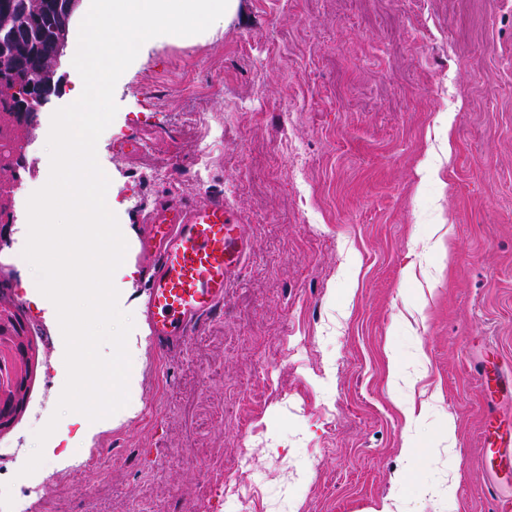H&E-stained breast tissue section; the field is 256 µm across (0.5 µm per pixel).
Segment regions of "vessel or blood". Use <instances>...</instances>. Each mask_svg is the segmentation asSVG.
<instances>
[{"instance_id":"b4317fda","label":"vessel or blood","mask_w":512,"mask_h":512,"mask_svg":"<svg viewBox=\"0 0 512 512\" xmlns=\"http://www.w3.org/2000/svg\"><path fill=\"white\" fill-rule=\"evenodd\" d=\"M249 240L239 216L223 196L194 205L160 202L139 240V255L149 263L146 315L161 349L180 344L203 316L224 303L227 281L237 276L248 255ZM476 381L488 398L506 390L507 376L496 361L482 359ZM481 466L494 512H512V423L494 411L483 416Z\"/></svg>"}]
</instances>
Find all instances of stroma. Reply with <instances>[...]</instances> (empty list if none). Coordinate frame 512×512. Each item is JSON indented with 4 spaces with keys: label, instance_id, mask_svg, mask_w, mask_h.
<instances>
[{
    "label": "stroma",
    "instance_id": "35a3bbf8",
    "mask_svg": "<svg viewBox=\"0 0 512 512\" xmlns=\"http://www.w3.org/2000/svg\"><path fill=\"white\" fill-rule=\"evenodd\" d=\"M60 72L31 144L45 177L51 117L80 79L71 59ZM114 99L97 159L119 224L137 237L167 191L220 193L247 263L162 352L127 251L136 390L108 418L63 415L21 475L67 377L58 320L23 286V177L0 285L34 366L0 430V497L17 512H491L472 370L488 350L512 369V0H239L204 33L142 46ZM131 139L141 153L121 152Z\"/></svg>",
    "mask_w": 512,
    "mask_h": 512
}]
</instances>
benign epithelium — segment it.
<instances>
[{"mask_svg":"<svg viewBox=\"0 0 512 512\" xmlns=\"http://www.w3.org/2000/svg\"><path fill=\"white\" fill-rule=\"evenodd\" d=\"M56 21L64 28L72 25L80 0H56ZM61 81H30L19 112L0 115V169L14 178L23 160L24 142L14 135L19 121L32 126L37 113L49 98L59 93ZM25 324L12 304L0 300V430L7 426L25 402L32 370Z\"/></svg>","mask_w":512,"mask_h":512,"instance_id":"obj_1","label":"benign epithelium"}]
</instances>
